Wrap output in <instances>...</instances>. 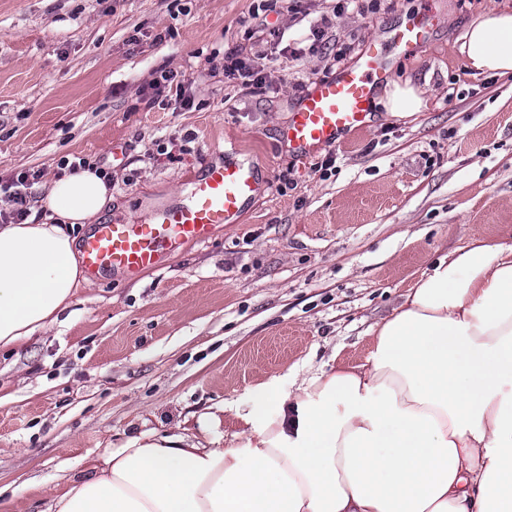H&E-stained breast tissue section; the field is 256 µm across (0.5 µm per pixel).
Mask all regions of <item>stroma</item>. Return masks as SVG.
Returning <instances> with one entry per match:
<instances>
[{"label": "stroma", "mask_w": 512, "mask_h": 512, "mask_svg": "<svg viewBox=\"0 0 512 512\" xmlns=\"http://www.w3.org/2000/svg\"><path fill=\"white\" fill-rule=\"evenodd\" d=\"M337 3L0 0V185L40 171L30 217L77 157L111 175L109 221L179 198L231 145L267 183L209 242L132 279H91L56 324L0 354V512H45L47 488L130 436L195 435L215 414L209 437L230 443L237 409L270 377L288 388L332 356L361 360L370 326L436 258L473 238L512 243V77L470 70L460 52L467 25L512 0H365L361 14ZM425 10L440 26L391 75L423 108H375L332 148L289 156L302 86ZM234 49L264 89L225 77ZM164 70L194 108L153 103Z\"/></svg>", "instance_id": "35a3bbf8"}]
</instances>
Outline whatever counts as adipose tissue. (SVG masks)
<instances>
[{
	"label": "adipose tissue",
	"mask_w": 512,
	"mask_h": 512,
	"mask_svg": "<svg viewBox=\"0 0 512 512\" xmlns=\"http://www.w3.org/2000/svg\"><path fill=\"white\" fill-rule=\"evenodd\" d=\"M460 51L511 76L512 11L474 19ZM111 201L80 169L49 187L58 223L0 225V349L69 308L87 281L70 228ZM367 337L363 361L254 388L234 445L128 437L49 490L47 512H512V244L439 257Z\"/></svg>",
	"instance_id": "1"
}]
</instances>
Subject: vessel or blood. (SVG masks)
Listing matches in <instances>:
<instances>
[{
    "label": "vessel or blood",
    "instance_id": "b4317fda",
    "mask_svg": "<svg viewBox=\"0 0 512 512\" xmlns=\"http://www.w3.org/2000/svg\"><path fill=\"white\" fill-rule=\"evenodd\" d=\"M439 24L436 14L413 15L389 42H370L355 65L315 83L283 133L289 154L306 157L336 144L344 134L365 128L375 88L392 74L388 53H420ZM260 192L258 172L251 162L209 165L204 174L190 180L184 197L154 209L147 218L95 225L80 245L82 265L92 275L137 276L156 269L180 245L208 242L217 228L235 223Z\"/></svg>",
    "mask_w": 512,
    "mask_h": 512
}]
</instances>
